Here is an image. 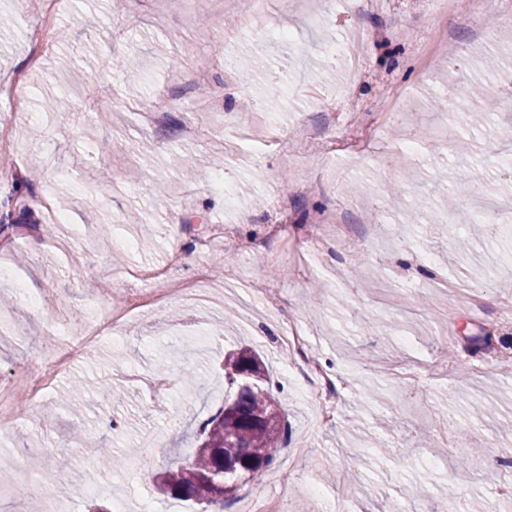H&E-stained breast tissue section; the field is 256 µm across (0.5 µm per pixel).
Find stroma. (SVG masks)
<instances>
[{
	"label": "stroma",
	"instance_id": "stroma-1",
	"mask_svg": "<svg viewBox=\"0 0 512 512\" xmlns=\"http://www.w3.org/2000/svg\"><path fill=\"white\" fill-rule=\"evenodd\" d=\"M511 7L499 0L476 16L467 0H379L369 11L362 0H279L254 25L245 0H124L118 12L112 0H72L36 58L26 26L39 0H0V16L14 20L0 31V123L15 133L4 162L14 176L0 182V201L16 190L31 208L28 223L0 236V262L60 308L46 321L0 282V298L12 301L0 310V383L43 369L50 333L77 334L102 302L140 292L136 269L167 268L175 283L204 269L224 296L223 311L173 303L84 348L43 397L60 400L82 383V415L59 411L37 426L27 394L16 393L22 426L0 456L20 462L66 440L74 469L124 497L127 512H141L145 498L155 512H196L155 493L153 477L192 454L199 425L219 406L225 351L249 346L281 389L288 445L263 483L241 486L224 512L283 491L287 512H331L350 478L354 512H392L398 502L404 512H512V496L499 493L512 486V433L498 431L512 423V209L500 212V236L471 240L463 258L466 225L435 239L405 220L417 195L436 206L452 189L474 212L512 198V168L502 164L512 157V138L502 135L512 111L456 134L432 108L449 88L473 83L504 96L484 60L512 58V25L499 20ZM492 18L489 44L481 32ZM359 21L372 38L357 47L364 75L355 82L326 50ZM282 29L297 36L291 49L278 40ZM129 57L140 66L133 88L118 66ZM257 57L264 67L242 86V69ZM22 72L27 81H18ZM398 93L412 94L414 106L393 121L387 104ZM245 95L257 113L243 119L236 109ZM46 98L57 102L49 115ZM209 99L223 101V111L200 112ZM161 100L159 122L146 121L142 110ZM296 126L315 138L295 139ZM349 129L358 133L355 150L326 149ZM455 137L468 156L438 152ZM409 140L418 151L398 164ZM218 171L233 196L213 182ZM474 171L489 184L485 195L467 190ZM332 216L349 235L311 245L314 220ZM105 224L134 237L135 249L104 239ZM281 318L310 336L311 353L344 382L332 422H319L309 385L275 344ZM369 320L381 334L365 330ZM202 330L216 343L201 346ZM487 333L491 346L470 353L467 342ZM162 363L177 376L194 370L196 382L155 393L147 380ZM412 364L422 382L411 390L396 373ZM456 391L464 400L449 404ZM486 400L495 418L470 416V403ZM145 429L161 435L159 447H138ZM86 437L124 465L90 469L79 445ZM351 454L360 468L348 466Z\"/></svg>",
	"mask_w": 512,
	"mask_h": 512
}]
</instances>
